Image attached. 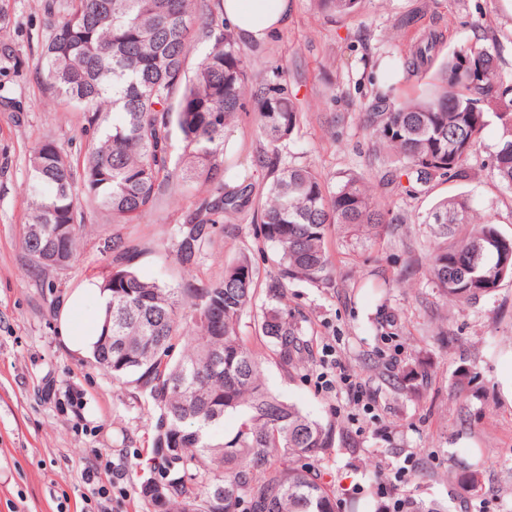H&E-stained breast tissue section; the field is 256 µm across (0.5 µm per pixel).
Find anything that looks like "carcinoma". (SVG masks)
I'll use <instances>...</instances> for the list:
<instances>
[{
	"instance_id": "carcinoma-1",
	"label": "carcinoma",
	"mask_w": 512,
	"mask_h": 512,
	"mask_svg": "<svg viewBox=\"0 0 512 512\" xmlns=\"http://www.w3.org/2000/svg\"><path fill=\"white\" fill-rule=\"evenodd\" d=\"M314 2L328 18L352 17L360 4ZM220 11L221 0H57L38 74L56 98L82 108L98 136L80 169L51 141L30 152L33 215L23 232L30 268L63 270L79 258L78 193L112 223L137 224L155 213L162 191L179 176L213 185L178 226L179 264L196 266L224 216L254 207L260 236L277 250L278 274L268 285L275 298L295 281L330 287V227L379 235L403 222L362 176L334 184L311 166L282 163L280 145L304 119L288 90L287 68L278 64L272 78L254 79L233 32L217 21ZM201 42L208 49L189 73L187 54ZM434 51L431 38L418 44L408 74L432 67ZM378 99L364 122L390 151L387 182L405 177L424 189L442 177L467 180L468 158L494 119L501 136L493 174L512 186V86L490 53L454 51L421 92ZM242 112L253 113L260 133L254 165L269 182L259 196L224 179V132ZM176 136L187 158L180 175L172 165ZM423 223L437 227L430 273L446 297L477 300L512 280V238L476 218L468 196L439 201ZM131 260L129 251H119L115 261L123 267L101 285L109 301L94 358L115 377L137 375L158 408L143 467L169 473L165 512H336L333 493L306 463L333 446L335 421L312 419L273 395L261 359L238 334L255 301L250 255L240 254L223 278L200 288L145 281ZM259 332L289 370L310 328L282 304L262 312ZM228 411L244 412L243 426L231 441L214 443L209 432Z\"/></svg>"
}]
</instances>
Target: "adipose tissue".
I'll list each match as a JSON object with an SVG mask.
<instances>
[{
	"instance_id": "ef3b65f1",
	"label": "adipose tissue",
	"mask_w": 512,
	"mask_h": 512,
	"mask_svg": "<svg viewBox=\"0 0 512 512\" xmlns=\"http://www.w3.org/2000/svg\"><path fill=\"white\" fill-rule=\"evenodd\" d=\"M222 12L226 23L240 41L262 43L275 35L288 23L291 12L290 0H222ZM96 298L98 316L92 324H78L74 315L84 308L88 298ZM106 296L101 295L96 282H86L72 292L61 306L58 319L59 334L64 345L75 352L91 350L102 328V311L106 309Z\"/></svg>"
}]
</instances>
